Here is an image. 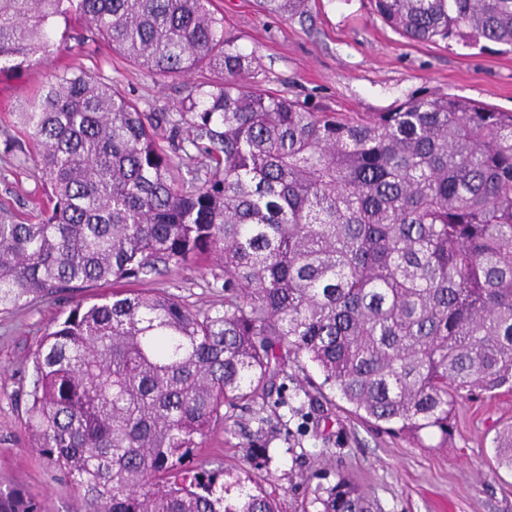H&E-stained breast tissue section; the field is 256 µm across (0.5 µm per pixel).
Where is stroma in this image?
Wrapping results in <instances>:
<instances>
[{"instance_id":"stroma-1","label":"stroma","mask_w":512,"mask_h":512,"mask_svg":"<svg viewBox=\"0 0 512 512\" xmlns=\"http://www.w3.org/2000/svg\"><path fill=\"white\" fill-rule=\"evenodd\" d=\"M224 26L261 62L270 92L305 101L315 112H387L397 105L449 94L512 110V49L474 46L461 39L417 42L402 37L378 16L370 0H311L303 22L261 12L255 0H215ZM68 49L18 76L0 78V205L36 219L44 198L40 173L22 149L9 114L46 78L81 68L111 82L144 112H172L185 78L165 85L89 32L57 24ZM224 273L200 264L154 287L207 308L224 299ZM89 284L47 300L0 313V484L19 486L41 512H83L69 480L30 448L23 416L33 382L32 351L41 336L79 302L107 292ZM284 390L265 401L224 410L198 454L202 466L224 471L225 484L244 478L246 488L275 494L282 512H318L316 490L337 474L355 478L374 512H512V472L497 467L490 442L500 423L512 420V392L474 391L456 406L447 439H414L357 417L334 394H314L306 379L313 364H289ZM268 449L264 462L255 449Z\"/></svg>"}]
</instances>
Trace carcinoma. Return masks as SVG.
<instances>
[{"label": "carcinoma", "instance_id": "obj_1", "mask_svg": "<svg viewBox=\"0 0 512 512\" xmlns=\"http://www.w3.org/2000/svg\"><path fill=\"white\" fill-rule=\"evenodd\" d=\"M305 20L309 0H257ZM418 42L512 46V0H374ZM78 20L157 82H188L175 117L84 71L15 113L50 206L0 208V311L91 283L32 354L24 424L85 512H279L193 466L224 405L314 364L360 418L448 438L458 400L512 387V111L446 94L389 112H313L252 80L254 53L212 0H0V76L59 49ZM188 131L182 161L155 130ZM194 152H189V149ZM208 258L224 302L201 310L123 288ZM512 470V423L492 439ZM319 512H372L348 477ZM0 512H41L14 486Z\"/></svg>", "mask_w": 512, "mask_h": 512}]
</instances>
